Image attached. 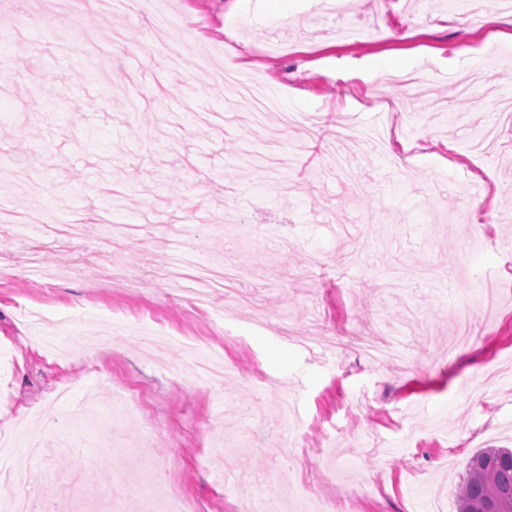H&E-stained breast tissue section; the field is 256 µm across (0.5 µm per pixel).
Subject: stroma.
Listing matches in <instances>:
<instances>
[{
	"label": "stroma",
	"mask_w": 512,
	"mask_h": 512,
	"mask_svg": "<svg viewBox=\"0 0 512 512\" xmlns=\"http://www.w3.org/2000/svg\"><path fill=\"white\" fill-rule=\"evenodd\" d=\"M250 2L163 0L162 26L124 9L75 13L71 0H0V158L29 172L0 203L20 213L40 191L53 221L38 234L0 222V434L23 431L20 464L28 440L71 435L78 455L52 458L27 489L71 512H152L137 489L150 470L191 512H287L288 495L420 512L435 491L457 512L471 457L512 448V126L489 107L512 97L499 77L512 12L377 0L374 30L361 0L340 18L288 0L271 40ZM382 28L411 36L382 40ZM174 41L195 62L159 94L154 59ZM229 56L274 93L260 132L247 95L221 92ZM377 61L389 70L367 80ZM471 72L478 93L459 98ZM285 112L319 123L287 126ZM378 122L415 150L411 167L363 137ZM473 162L488 224L472 221ZM172 259L192 275L249 267L243 303L198 310L164 278ZM113 268L125 283L106 280ZM463 304L474 337L452 356ZM369 332L399 358L330 342ZM121 389L129 407L116 411Z\"/></svg>",
	"instance_id": "1"
}]
</instances>
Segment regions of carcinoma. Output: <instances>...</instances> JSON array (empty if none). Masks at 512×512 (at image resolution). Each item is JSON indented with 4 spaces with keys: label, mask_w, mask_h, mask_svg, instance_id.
Instances as JSON below:
<instances>
[{
    "label": "carcinoma",
    "mask_w": 512,
    "mask_h": 512,
    "mask_svg": "<svg viewBox=\"0 0 512 512\" xmlns=\"http://www.w3.org/2000/svg\"><path fill=\"white\" fill-rule=\"evenodd\" d=\"M455 494L458 512H512V449L477 452Z\"/></svg>",
    "instance_id": "obj_1"
}]
</instances>
